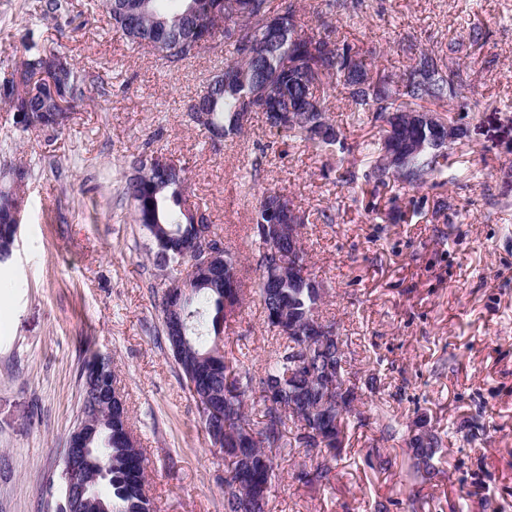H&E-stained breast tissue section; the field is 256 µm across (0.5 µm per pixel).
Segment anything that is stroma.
Here are the masks:
<instances>
[{"mask_svg":"<svg viewBox=\"0 0 512 512\" xmlns=\"http://www.w3.org/2000/svg\"><path fill=\"white\" fill-rule=\"evenodd\" d=\"M71 3L57 17L39 0H0V70L19 61L30 29L90 77L63 131L22 132L0 111V166L31 170L13 254L0 263V512H55L93 353L112 362L157 512H224V462L169 354L162 275L122 199L133 154L186 168L188 203L231 242L248 284L258 274L245 227L262 195L284 194L306 217L307 272L348 340L358 399L329 483L295 478L321 462L317 452L278 456L271 512H512V0H365L354 17L293 0L305 27H333L389 73L419 49L458 50L473 106L466 137L449 146L443 175L377 193L364 173L380 127L350 111L342 88L326 100L341 146L314 150L259 114L215 142L187 106L232 48L169 70L85 0ZM476 26L487 36L475 44ZM346 168L354 182L340 181ZM275 346L258 295H247L224 330L226 360L258 371ZM423 416L442 438L426 482L406 445Z\"/></svg>","mask_w":512,"mask_h":512,"instance_id":"35a3bbf8","label":"stroma"}]
</instances>
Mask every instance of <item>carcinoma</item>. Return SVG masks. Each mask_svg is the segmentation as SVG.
Instances as JSON below:
<instances>
[{"label": "carcinoma", "instance_id": "cac0c4a2", "mask_svg": "<svg viewBox=\"0 0 512 512\" xmlns=\"http://www.w3.org/2000/svg\"><path fill=\"white\" fill-rule=\"evenodd\" d=\"M92 9L106 14L121 38L150 49L162 64L177 68L207 49L206 42L233 48L236 59L224 71L209 77L197 98L206 103L204 116L189 110V120L214 137L242 132L251 114H263L271 128L298 136L315 150L340 141V132L327 116L325 97L316 95L323 80L331 79L345 90L353 112L385 122L393 113L397 121L382 129L375 153L379 160L364 174L373 188L392 180L420 186L444 170L445 156L430 148L431 131L406 118L424 109L422 103L446 102L464 111L462 71L453 58L443 60L426 49L419 51L402 76L373 71L371 64L334 31L307 33L293 4L274 6L273 0H91ZM23 59L0 81V108L12 114L31 112L39 128L61 130L72 120L73 103L85 97L86 76L68 55L38 47L33 32L22 38ZM394 150L400 164L382 160ZM124 196L132 220L146 231L157 266L174 278L189 272L193 257L188 247L196 237L193 210L186 206L185 168L170 163L160 169L151 160L131 155ZM9 187L0 190V239L15 240L9 231L13 213L26 206L23 187L31 177L22 164L8 167ZM278 207L285 223H305L304 216L283 194L270 192L259 203L252 238L255 269L260 274L259 297L267 324L284 339L259 372L226 361L210 333H219L244 301L239 260L224 247V268L198 271L188 289L176 298L180 328L162 324L168 348L185 380L194 383L192 396L201 409L206 434L222 432L224 479L227 487L244 493L250 512H267L268 491L277 476L273 452L290 448L317 450L324 463L302 468L295 478L305 485L329 482L331 466L343 444V414L357 400L347 364L336 365L346 340L336 325L319 315L323 294L311 287L306 273L307 253L300 238L284 232L278 237L279 255L272 253L264 231L266 210ZM111 361L91 356L84 369L100 365L97 380H82L79 414L94 409L99 393L111 386ZM263 405L261 424L245 414L248 397ZM342 407L336 409V398ZM129 415L100 426L92 442L93 458L105 466L97 497L100 512H154L149 495L145 455L125 440ZM294 425L293 432L286 424ZM416 475L430 480L436 474L434 459L441 437L431 433L426 445L408 440Z\"/></svg>", "mask_w": 512, "mask_h": 512}]
</instances>
